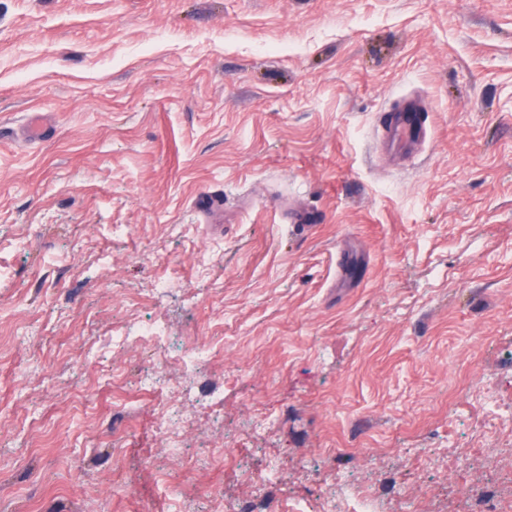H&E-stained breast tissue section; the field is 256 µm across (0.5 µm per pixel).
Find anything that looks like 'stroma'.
<instances>
[{
    "label": "stroma",
    "instance_id": "obj_1",
    "mask_svg": "<svg viewBox=\"0 0 512 512\" xmlns=\"http://www.w3.org/2000/svg\"><path fill=\"white\" fill-rule=\"evenodd\" d=\"M0 265V512H512V0H0ZM424 106L409 102L394 112L382 115L380 126L387 148L394 153H407L425 136Z\"/></svg>",
    "mask_w": 512,
    "mask_h": 512
}]
</instances>
